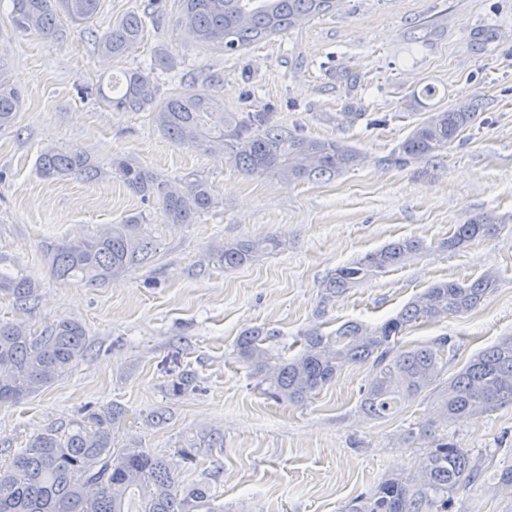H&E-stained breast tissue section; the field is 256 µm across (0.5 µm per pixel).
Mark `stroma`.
I'll return each instance as SVG.
<instances>
[{"instance_id": "1", "label": "stroma", "mask_w": 512, "mask_h": 512, "mask_svg": "<svg viewBox=\"0 0 512 512\" xmlns=\"http://www.w3.org/2000/svg\"><path fill=\"white\" fill-rule=\"evenodd\" d=\"M0 0V62L21 95L0 131V254L38 283L18 308L0 294V320L43 329L82 323L89 350L52 385L0 404V466L35 434L61 432L111 406L124 417L112 451L142 448L175 461L182 484L206 482L224 512H342L357 495L413 471L433 448L423 428L431 398L385 419L361 408L369 366L344 368L302 404L256 385L235 344L251 327L275 331L299 351L301 332L347 321L377 325L431 284L495 275L474 311L407 329L405 346L450 336L444 378L512 336V0H341L332 13L235 54L202 47L178 26L180 0L127 54L102 56L83 26L62 20L63 39L14 29ZM164 49L176 74L156 76L160 96L210 87L228 112H268L274 124L357 149L359 165L332 180L286 185L237 168L224 151L169 139L149 113L121 112L92 89ZM434 86L435 96L423 93ZM476 99L480 110L437 156L392 164L429 112ZM58 146L101 168L131 160L171 185L203 177L217 207L193 224L164 223L156 199L105 176L41 179L37 156ZM485 213L506 227L460 249L444 248L457 224ZM140 217L156 242L149 260L88 286L55 280L46 246ZM278 237L280 247L234 269L216 263L228 241ZM422 240L426 250L321 305V285L341 265L385 243ZM441 435L480 464L454 512H512L497 475L512 465V404L449 422ZM220 447L178 452L202 436Z\"/></svg>"}]
</instances>
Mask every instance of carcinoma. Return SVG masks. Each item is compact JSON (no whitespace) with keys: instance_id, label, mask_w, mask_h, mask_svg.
Segmentation results:
<instances>
[{"instance_id":"cac0c4a2","label":"carcinoma","mask_w":512,"mask_h":512,"mask_svg":"<svg viewBox=\"0 0 512 512\" xmlns=\"http://www.w3.org/2000/svg\"><path fill=\"white\" fill-rule=\"evenodd\" d=\"M338 2L182 0L179 23L201 45L235 54L301 26ZM163 3L150 0L147 10L130 13L108 32L94 35L98 51L107 57L126 54L143 37L146 20L156 21L162 15ZM99 6L100 0H11V17L20 31L36 30L56 39L62 35L59 15L87 27ZM176 67L175 57L159 50L148 67L127 71L122 82L107 90L98 86L96 95L116 110L151 113L159 129L173 140L224 150L237 168L251 176H272L295 184L334 177L361 161L355 149L340 141L311 138L270 124L267 112H226L206 88L160 97L156 71ZM20 107L19 93L0 65V130L14 126ZM477 108L476 104L450 106L430 113L399 145L394 161L434 156L473 123ZM37 172L47 181L68 176L95 181L103 175L88 155L56 147L40 152ZM112 173L133 192L156 198L169 224H193L218 204L212 185L203 179L173 188L126 160L114 161ZM500 229L490 215L476 214L456 225L447 246L456 249ZM276 245L273 239L226 242L217 257L224 268H235ZM153 249L154 239L133 217L101 235L57 245L50 253L51 271L61 281L92 285L143 263ZM423 249L422 241L403 239L336 268L323 281V302L409 261ZM36 288L35 280L0 256V294L23 306L33 300ZM494 288L492 274L470 283L433 284L377 327L348 324L336 330L334 338L307 332L301 349L292 356L269 344L274 333L249 330L237 343V355L271 398L287 403L312 398L346 365L367 364L371 379L365 412L382 419L398 405L427 393L436 401V416L426 428L432 434L450 420L512 404V336L476 355L461 373L444 382L440 378L448 337L405 348L399 336L417 320L437 321L477 308ZM87 352L86 330L79 322L63 320L49 331L38 332L1 321L0 404L17 402L52 384ZM122 416L121 410L112 408L74 424L65 434L48 430L36 435L10 466L0 468V512H126L130 492L139 498L136 512H224L210 485L180 487L171 461L142 448L113 455L112 426ZM480 474V465L464 449L437 438L414 471L357 496L346 512H448L458 489L474 485Z\"/></svg>"}]
</instances>
